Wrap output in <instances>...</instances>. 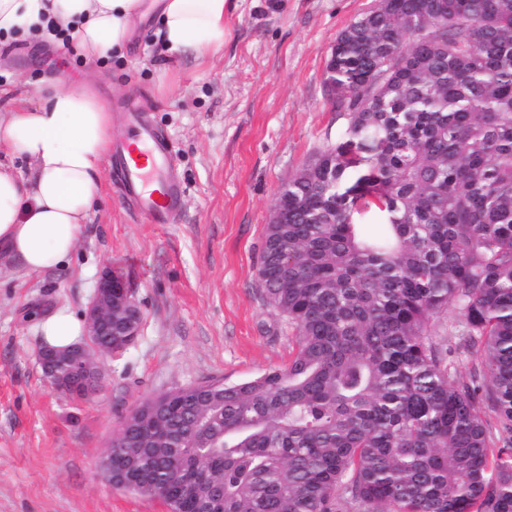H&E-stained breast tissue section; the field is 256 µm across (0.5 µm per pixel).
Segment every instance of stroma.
Returning <instances> with one entry per match:
<instances>
[{
    "label": "stroma",
    "instance_id": "obj_1",
    "mask_svg": "<svg viewBox=\"0 0 512 512\" xmlns=\"http://www.w3.org/2000/svg\"><path fill=\"white\" fill-rule=\"evenodd\" d=\"M375 0H230L229 35L205 61L166 53L151 20L124 56L90 66L34 35L0 42V113L40 104V79L88 82L116 131L145 112L172 145L181 218L151 224L119 199L111 164L65 269L29 274L0 258V512H168L104 480L98 463L145 399L209 380L234 385L288 363L295 330L271 307L258 267L281 187L344 135L327 82L336 37ZM140 307L139 336L102 358V386L74 401L36 360L37 316L83 317L104 269Z\"/></svg>",
    "mask_w": 512,
    "mask_h": 512
}]
</instances>
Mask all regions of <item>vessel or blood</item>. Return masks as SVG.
<instances>
[{
	"label": "vessel or blood",
	"instance_id": "vessel-or-blood-1",
	"mask_svg": "<svg viewBox=\"0 0 512 512\" xmlns=\"http://www.w3.org/2000/svg\"><path fill=\"white\" fill-rule=\"evenodd\" d=\"M112 157L120 174V190L136 212L153 224L175 223L183 188L167 136L141 118H131Z\"/></svg>",
	"mask_w": 512,
	"mask_h": 512
}]
</instances>
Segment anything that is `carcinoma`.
<instances>
[{
  "instance_id": "obj_1",
  "label": "carcinoma",
  "mask_w": 512,
  "mask_h": 512,
  "mask_svg": "<svg viewBox=\"0 0 512 512\" xmlns=\"http://www.w3.org/2000/svg\"><path fill=\"white\" fill-rule=\"evenodd\" d=\"M327 74L345 139L280 189L258 268L292 358L143 401L112 485L170 512H512V0H378ZM450 306L465 381L430 336Z\"/></svg>"
}]
</instances>
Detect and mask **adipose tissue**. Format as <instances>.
<instances>
[{
	"label": "adipose tissue",
	"mask_w": 512,
	"mask_h": 512,
	"mask_svg": "<svg viewBox=\"0 0 512 512\" xmlns=\"http://www.w3.org/2000/svg\"><path fill=\"white\" fill-rule=\"evenodd\" d=\"M229 0H154L155 36L165 49L206 58L226 38ZM146 12L145 0H0V33H71L88 63L123 53ZM43 101L0 116V143L27 159L30 174L0 163V252L28 273L67 264L100 196L112 142V110L90 83L42 79ZM44 344L65 347L84 332L68 307L41 319Z\"/></svg>",
	"instance_id": "ef3b65f1"
}]
</instances>
